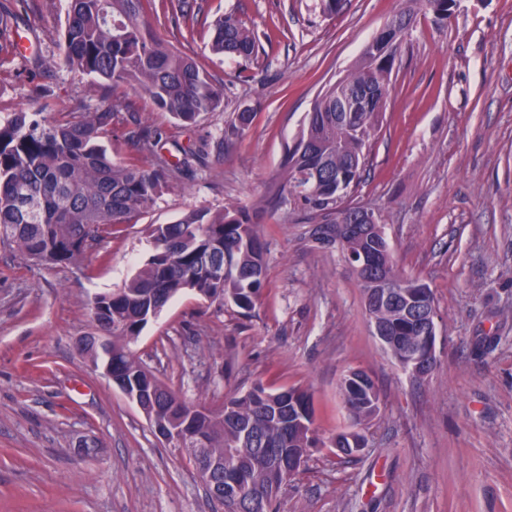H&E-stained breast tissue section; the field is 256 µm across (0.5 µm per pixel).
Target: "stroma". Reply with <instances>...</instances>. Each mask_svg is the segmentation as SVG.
Instances as JSON below:
<instances>
[{
	"label": "stroma",
	"mask_w": 512,
	"mask_h": 512,
	"mask_svg": "<svg viewBox=\"0 0 512 512\" xmlns=\"http://www.w3.org/2000/svg\"><path fill=\"white\" fill-rule=\"evenodd\" d=\"M189 3L179 23L157 8L152 27L223 87L222 104L183 126L129 95L159 142L136 152L116 124L105 146L114 162L144 166L199 150L193 176L79 263L48 268L0 247V512H221L76 343L96 328L95 296L148 260L150 225L229 205L264 244L259 300L245 314L181 293L132 343L143 364L214 408L258 381L310 389L324 438L350 427L343 375L371 376L381 411L363 453L312 449L280 512H512V0H457L442 22L424 0H346L333 15L321 0ZM66 12L67 0H0L1 123L99 106L65 59ZM400 12L412 26L353 201L384 224L398 268L433 291L436 364L421 380L373 336L355 274L335 244L314 241L311 213L270 201L317 96ZM228 14L253 31L254 57L212 52L213 23ZM243 111L249 124L228 134Z\"/></svg>",
	"instance_id": "35a3bbf8"
}]
</instances>
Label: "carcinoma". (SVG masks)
<instances>
[{"mask_svg":"<svg viewBox=\"0 0 512 512\" xmlns=\"http://www.w3.org/2000/svg\"><path fill=\"white\" fill-rule=\"evenodd\" d=\"M155 0H69L63 48L67 62L91 77L102 89L101 106L93 112H68L49 121L36 112H15L0 124V245L14 247L26 258L47 265L74 264L85 257L114 227L127 224L150 208L172 181L192 171L199 154L183 150L176 162L160 159L144 167L131 158L115 163L102 144L112 125L124 122L112 101L118 90L146 97L155 110L189 125L215 110L223 93L193 58L173 51L154 38L148 13ZM212 51L249 59L256 39L233 15L215 22ZM403 41L386 47L381 63L366 59L341 84L329 86L315 100L296 140L286 149L283 177L276 198L291 197L327 224L354 208L345 202L360 182L365 150L379 131L382 113L357 115L356 128L336 120L341 98L358 91L390 94L391 75ZM128 139L142 151L156 144L155 132L138 122ZM319 145L322 168L310 171L303 147ZM153 253L120 289L112 304L94 319L112 328V368L146 377L147 368L130 348L144 326L176 295L196 291L206 299L231 301L249 312L265 286L264 247L244 212L226 207L211 215L194 212L172 224L149 230ZM344 259L362 264L372 252L380 254L382 277L404 292L389 304H368L370 318L392 337L386 351L392 357L418 348L420 334L412 312L435 309L430 286L405 276L398 268L384 226L373 238L351 235L336 243ZM230 262L236 273L217 277L213 267ZM340 397L355 411L358 423L377 415L378 389L372 379L352 370L340 383ZM207 428L201 465L224 458V468L241 470L247 489L237 498L224 496V512H279V494L269 491L270 472L292 448H312L318 437L311 394L298 387L284 392L258 382L224 399L222 406L200 419Z\"/></svg>","mask_w":512,"mask_h":512,"instance_id":"cac0c4a2","label":"carcinoma"}]
</instances>
